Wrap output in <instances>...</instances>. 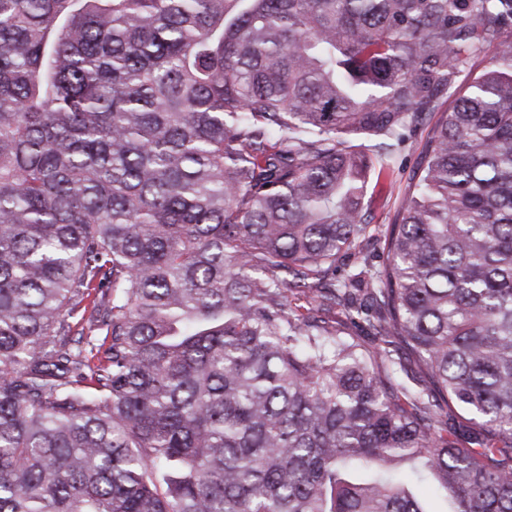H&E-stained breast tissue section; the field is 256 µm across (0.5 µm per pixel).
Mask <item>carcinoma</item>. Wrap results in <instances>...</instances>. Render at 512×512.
<instances>
[{"mask_svg": "<svg viewBox=\"0 0 512 512\" xmlns=\"http://www.w3.org/2000/svg\"><path fill=\"white\" fill-rule=\"evenodd\" d=\"M506 27L0 0V512H512ZM442 98L377 265L370 180Z\"/></svg>", "mask_w": 512, "mask_h": 512, "instance_id": "carcinoma-1", "label": "carcinoma"}]
</instances>
